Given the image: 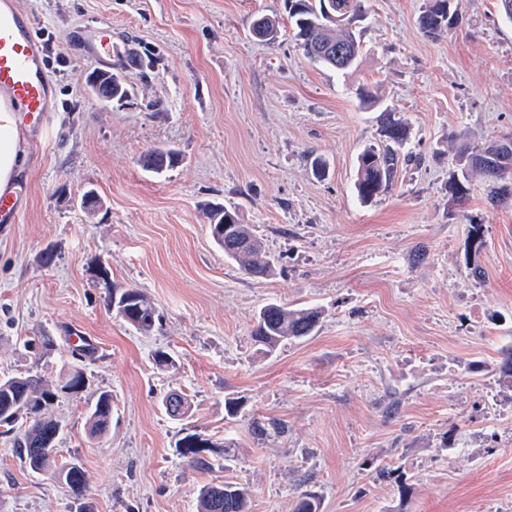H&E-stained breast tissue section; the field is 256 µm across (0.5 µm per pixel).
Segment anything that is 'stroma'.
Here are the masks:
<instances>
[{"label":"stroma","mask_w":512,"mask_h":512,"mask_svg":"<svg viewBox=\"0 0 512 512\" xmlns=\"http://www.w3.org/2000/svg\"><path fill=\"white\" fill-rule=\"evenodd\" d=\"M15 2L48 47L56 110L49 138L27 145L24 215L0 224V376L56 378L86 347L89 387L52 413L58 457L80 460L87 492L74 500L0 435V512H196L201 487L225 480L250 489L251 512H292L308 490L319 512H512V198L491 204L478 178L465 202L448 188L464 146L512 134L498 0H458V27L433 39L418 26L425 0H366L345 75L302 56L284 0ZM261 15L279 19L275 41L251 36ZM98 21L111 25L105 53L87 41ZM130 52L156 59L151 80L120 66ZM96 70L135 98L102 105L86 85ZM386 112L408 125L409 160L365 205L356 159ZM158 147L181 154L160 176L138 162ZM89 188L102 200L91 217L77 204ZM209 202L236 208L274 275L225 259ZM112 286L152 299L149 334L112 311ZM271 302L320 307L319 331L264 355L251 333ZM44 336L46 358L30 347ZM159 350L176 366L159 367ZM103 391L112 429L92 441ZM172 391L188 395L187 420L163 410ZM256 421L279 428L259 436ZM188 431L212 441V469L178 454ZM86 421L87 435L91 440L107 437L112 427V395L105 391L100 393L90 410Z\"/></svg>","instance_id":"obj_1"}]
</instances>
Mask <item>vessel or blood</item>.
<instances>
[{"instance_id":"vessel-or-blood-1","label":"vessel or blood","mask_w":512,"mask_h":512,"mask_svg":"<svg viewBox=\"0 0 512 512\" xmlns=\"http://www.w3.org/2000/svg\"><path fill=\"white\" fill-rule=\"evenodd\" d=\"M30 14L0 8V106L23 113L38 132L51 112V83L44 69L45 46L32 33ZM25 209L20 192L0 193V223H19Z\"/></svg>"}]
</instances>
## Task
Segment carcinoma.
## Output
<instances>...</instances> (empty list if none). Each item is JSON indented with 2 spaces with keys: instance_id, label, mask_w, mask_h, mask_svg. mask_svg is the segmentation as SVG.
<instances>
[{
  "instance_id": "cac0c4a2",
  "label": "carcinoma",
  "mask_w": 512,
  "mask_h": 512,
  "mask_svg": "<svg viewBox=\"0 0 512 512\" xmlns=\"http://www.w3.org/2000/svg\"><path fill=\"white\" fill-rule=\"evenodd\" d=\"M336 11L348 14L359 21L365 16V0H335ZM285 9L299 50L307 59L346 74L357 66L361 57V41L357 33L348 28L338 27L328 22L322 15V0H285ZM419 18L429 20L430 26H419L421 32L436 38L459 24V15L454 0H427ZM279 22L270 17L256 18L251 25V34L260 40L271 41L277 37ZM343 46L349 57L345 63L336 65L322 57L321 50ZM126 64L141 71L143 78L156 68V60L136 53L126 58ZM381 135L382 144L367 146L357 158L355 189L358 197L369 202L388 191L393 185L401 165L400 149L407 140L405 121L394 112L385 114ZM473 153L460 152V173L453 176L450 188L454 198L467 197L469 184L476 176L488 182L487 199L492 203L501 201L496 184L489 169L471 161ZM180 157L174 148L165 150V155L153 151L147 155L146 165H154V173L164 172L176 164ZM209 232L215 245L224 250V256L234 261L247 274L267 277L274 273V258L266 250L262 239L248 224L242 225L243 233L251 243L243 248L229 250L224 246L222 226L226 221L238 223L236 210L224 205L207 204L204 207ZM112 292L119 298L129 297V312L123 320L142 334H149L158 319L157 308L150 297L142 290L114 288ZM322 311L317 307L291 308L285 304L271 302L263 306L257 314V324L253 330V340L260 350L269 355L285 341L302 340L313 335L321 323ZM86 375L83 366L66 361L63 373L53 383L44 377L32 374H19L0 378V433L12 435L14 448L23 462L32 470L44 469L50 476L65 485L76 500L84 497L86 476L78 460L73 459L57 465L56 445L63 430L60 420L53 417L51 409L59 398L58 386L74 389L73 395L84 391L79 386ZM112 427V394L100 393L86 421L87 435L92 440L107 437ZM210 447L208 441L198 433H188L179 439L176 448L179 454L191 459L197 467H213L204 452ZM250 493L245 486L232 481L218 485H205L200 491L198 512H249ZM293 512H319V498L313 492L298 496Z\"/></svg>"
}]
</instances>
